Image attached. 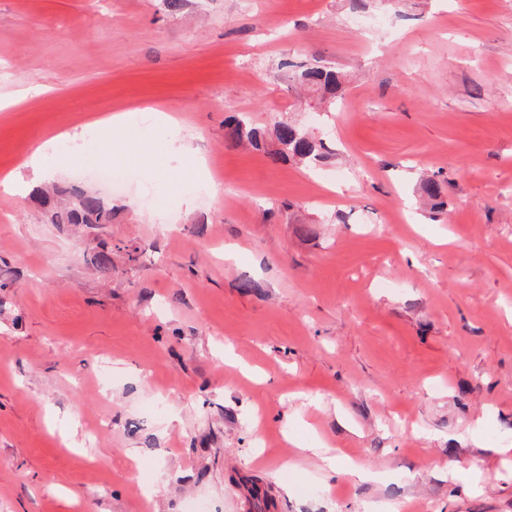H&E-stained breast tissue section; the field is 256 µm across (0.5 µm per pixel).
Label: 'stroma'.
<instances>
[{"label":"stroma","instance_id":"obj_1","mask_svg":"<svg viewBox=\"0 0 512 512\" xmlns=\"http://www.w3.org/2000/svg\"><path fill=\"white\" fill-rule=\"evenodd\" d=\"M32 84L0 179L55 139L112 221L0 191V512H265L249 479L277 512H512V0H0V98ZM153 110L112 190L95 119ZM279 122L318 158L271 161ZM298 79L316 90L329 92L334 99L342 95V86L335 72L319 65H309L300 73ZM70 199L54 207L51 214L53 224H109L112 221L111 207L92 191L71 188Z\"/></svg>","mask_w":512,"mask_h":512}]
</instances>
